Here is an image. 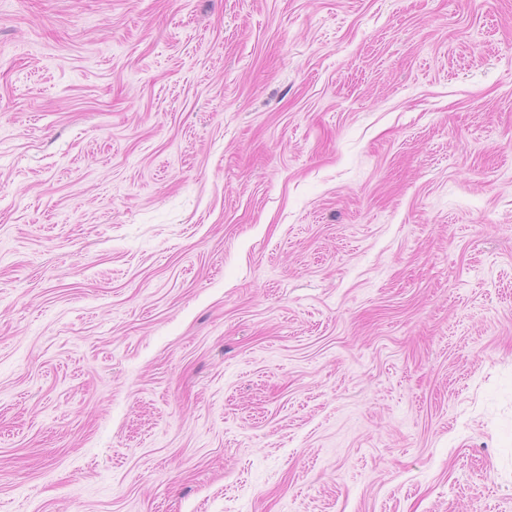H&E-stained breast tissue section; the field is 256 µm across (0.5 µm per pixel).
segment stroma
Returning a JSON list of instances; mask_svg holds the SVG:
<instances>
[{"mask_svg":"<svg viewBox=\"0 0 512 512\" xmlns=\"http://www.w3.org/2000/svg\"><path fill=\"white\" fill-rule=\"evenodd\" d=\"M0 512H512V0H0Z\"/></svg>","mask_w":512,"mask_h":512,"instance_id":"stroma-1","label":"stroma"}]
</instances>
